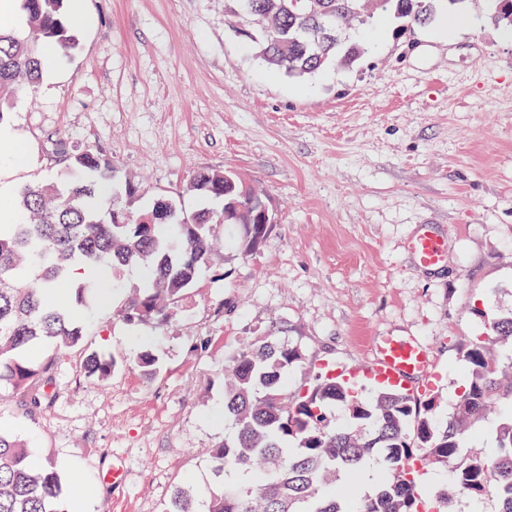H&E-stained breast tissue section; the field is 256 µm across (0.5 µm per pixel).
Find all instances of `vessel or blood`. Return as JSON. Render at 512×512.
I'll list each match as a JSON object with an SVG mask.
<instances>
[{
    "mask_svg": "<svg viewBox=\"0 0 512 512\" xmlns=\"http://www.w3.org/2000/svg\"><path fill=\"white\" fill-rule=\"evenodd\" d=\"M406 250L419 268L437 270L448 264V242L431 226L412 234L406 241ZM368 347L370 360L353 369V376L399 389L414 380L428 385L432 360L428 348L418 340L376 336L369 340Z\"/></svg>",
    "mask_w": 512,
    "mask_h": 512,
    "instance_id": "obj_1",
    "label": "vessel or blood"
}]
</instances>
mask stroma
<instances>
[{"mask_svg":"<svg viewBox=\"0 0 512 512\" xmlns=\"http://www.w3.org/2000/svg\"><path fill=\"white\" fill-rule=\"evenodd\" d=\"M78 49L54 81L18 94L11 122L36 159L18 183L59 176L57 149L112 158L137 193L199 201L201 169L255 184L275 213L250 256L214 255L172 321L127 322L112 304L87 312L85 348L61 353L51 406L24 421L0 387V432L20 435L79 489L84 512H162L173 488L221 489L209 448L223 422L224 361L254 343L291 344L315 367L364 361L375 336H413L431 351L447 419L458 348L477 331L475 300L512 311V30L472 6L397 37L364 30L372 53L295 77L270 69L231 31L225 0H83ZM430 224L448 266L416 268L405 242ZM120 363L87 377L85 349ZM149 352L158 372L134 366ZM122 464L127 480L102 479Z\"/></svg>","mask_w":512,"mask_h":512,"instance_id":"35a3bbf8","label":"stroma"}]
</instances>
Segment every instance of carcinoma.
<instances>
[{"label":"carcinoma","mask_w":512,"mask_h":512,"mask_svg":"<svg viewBox=\"0 0 512 512\" xmlns=\"http://www.w3.org/2000/svg\"><path fill=\"white\" fill-rule=\"evenodd\" d=\"M22 32L0 33V124L11 119L14 99L41 77V52L54 43L66 54L79 40L65 11L68 0H20ZM229 24L256 48L263 62L290 76L315 75L332 62L353 64L368 51L361 40L343 36L377 19L396 22V32L430 24L442 8L461 11L466 0H227ZM495 19L512 26V0H484ZM66 163L59 181L24 184L13 206L18 224L0 223V385L21 394L19 416L32 419L50 407L56 357L38 353L84 343L83 309L112 302L120 273L147 271L143 286L130 291L117 316L127 320H169L189 290L199 285L212 259L213 211H181L173 198L159 197L139 214L110 201L106 211L92 204L99 187L117 188L112 159L89 148L60 152ZM188 190L223 203L224 223L239 226L226 241L253 251L269 227L255 224L265 195L236 172L203 169ZM98 275L77 282L79 265ZM478 333L458 354L464 382L448 421L436 420V397H413L381 389L363 390L327 376L320 368L313 384L291 395L286 378L303 359L291 344L242 348L228 359L224 420L234 434L209 452L215 474L242 471L243 483L201 499L175 489L163 512H452L456 495L471 498L493 489L499 512H512V312L492 315L475 304ZM116 360L92 352L86 373L99 381L112 376ZM484 425L494 447L467 450L465 432ZM377 457L383 466L373 493L339 482L347 471ZM428 466L448 469L446 484L426 494L419 487ZM61 473L38 465L20 436L0 434V512H68Z\"/></svg>","instance_id":"obj_1"}]
</instances>
